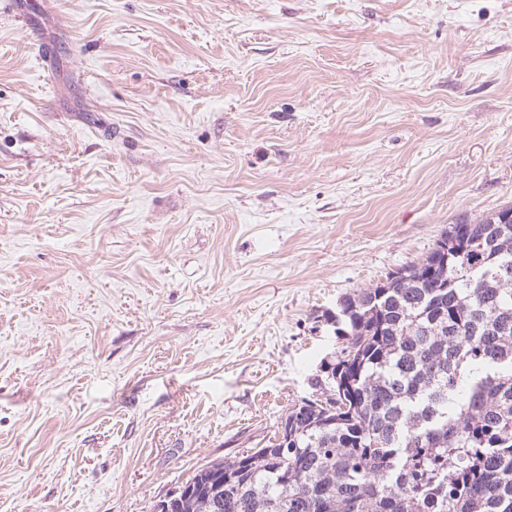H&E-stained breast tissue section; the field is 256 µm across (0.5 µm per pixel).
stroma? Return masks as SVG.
<instances>
[{
  "mask_svg": "<svg viewBox=\"0 0 512 512\" xmlns=\"http://www.w3.org/2000/svg\"><path fill=\"white\" fill-rule=\"evenodd\" d=\"M0 12V512H156L326 317L512 205V0Z\"/></svg>",
  "mask_w": 512,
  "mask_h": 512,
  "instance_id": "35a3bbf8",
  "label": "stroma"
}]
</instances>
